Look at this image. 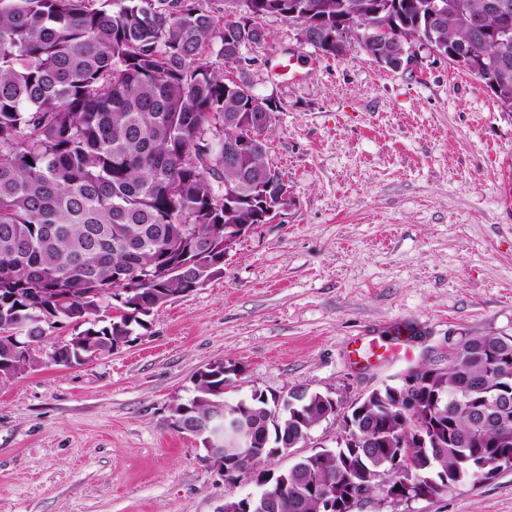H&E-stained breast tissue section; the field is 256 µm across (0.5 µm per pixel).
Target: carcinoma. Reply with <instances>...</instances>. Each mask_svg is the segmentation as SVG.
<instances>
[{"instance_id":"1","label":"carcinoma","mask_w":512,"mask_h":512,"mask_svg":"<svg viewBox=\"0 0 512 512\" xmlns=\"http://www.w3.org/2000/svg\"><path fill=\"white\" fill-rule=\"evenodd\" d=\"M0 0V377L40 363L35 344L55 325L54 364L110 354L134 327L224 269V224H266L286 187L266 161L278 110L229 65L244 40L268 47L252 18L289 14L316 32L313 48L336 59L357 28L363 50L393 69L399 45L427 41L481 80L512 112V0ZM482 19L476 29L472 19ZM386 30L396 44L369 39ZM222 66L207 61L210 56ZM238 187L225 210L224 184ZM143 240L128 251L123 240ZM147 277L143 297L112 281L118 269ZM123 313L107 316L112 301ZM20 327L24 339H11ZM229 367L199 370L195 396L170 408L204 425L234 409L250 442L256 482L281 472L264 463L340 418L342 440L285 470L273 512H326L313 487L330 476L371 493L398 484L432 499L471 477L498 450L512 452L504 418L475 411L512 400V336H470L444 368H420L417 405L404 409L386 384L345 407L319 392L254 390L229 402ZM269 411L265 427L250 421Z\"/></svg>"}]
</instances>
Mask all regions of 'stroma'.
I'll return each mask as SVG.
<instances>
[{
	"instance_id": "obj_1",
	"label": "stroma",
	"mask_w": 512,
	"mask_h": 512,
	"mask_svg": "<svg viewBox=\"0 0 512 512\" xmlns=\"http://www.w3.org/2000/svg\"><path fill=\"white\" fill-rule=\"evenodd\" d=\"M264 26L273 47L248 79L279 106L267 160L287 209L112 354L0 380V512H220L255 492L168 424L211 363L237 369L229 401L300 387L348 405L446 367L464 337L512 336V113L427 46L390 69ZM297 55L314 60L302 79L278 76ZM360 512H512V468Z\"/></svg>"
}]
</instances>
